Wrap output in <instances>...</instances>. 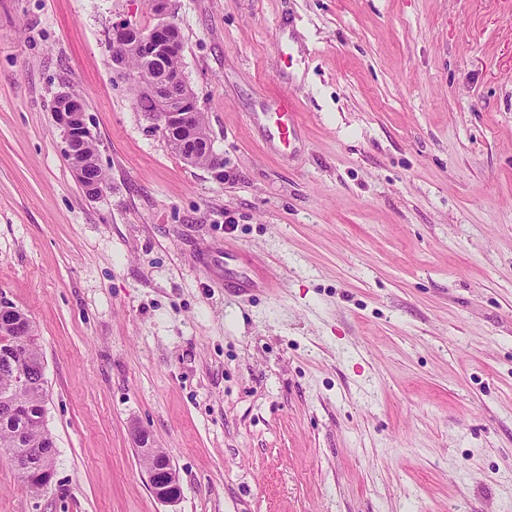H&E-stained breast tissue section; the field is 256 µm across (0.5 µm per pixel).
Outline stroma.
I'll use <instances>...</instances> for the list:
<instances>
[{"instance_id":"1","label":"stroma","mask_w":512,"mask_h":512,"mask_svg":"<svg viewBox=\"0 0 512 512\" xmlns=\"http://www.w3.org/2000/svg\"><path fill=\"white\" fill-rule=\"evenodd\" d=\"M215 170L113 66L149 0H0V298L51 484L0 512H512V0H171ZM79 94L106 186L53 120ZM292 98L283 145L258 113ZM263 288L224 286V251ZM182 495L151 492L135 429Z\"/></svg>"}]
</instances>
